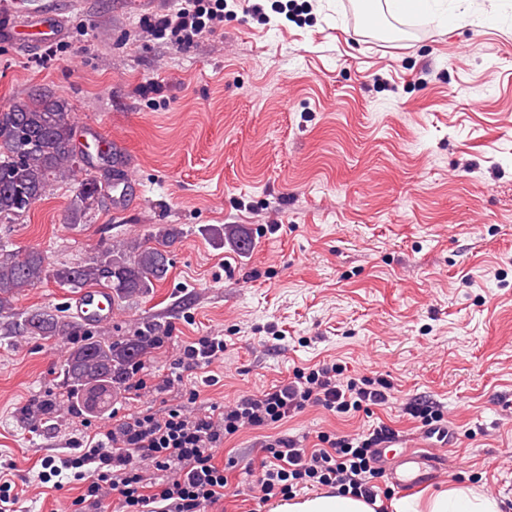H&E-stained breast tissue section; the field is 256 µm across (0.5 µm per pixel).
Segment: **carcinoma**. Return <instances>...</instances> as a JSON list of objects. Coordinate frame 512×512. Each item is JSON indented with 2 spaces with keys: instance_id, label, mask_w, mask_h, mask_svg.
Returning <instances> with one entry per match:
<instances>
[{
  "instance_id": "cac0c4a2",
  "label": "carcinoma",
  "mask_w": 512,
  "mask_h": 512,
  "mask_svg": "<svg viewBox=\"0 0 512 512\" xmlns=\"http://www.w3.org/2000/svg\"><path fill=\"white\" fill-rule=\"evenodd\" d=\"M71 112L66 101L45 93L0 112V174L4 175L0 179V218L27 212L46 194L50 180L75 176L78 167ZM97 193L96 181L85 178L79 182L77 201L67 210L68 225L82 223L83 204ZM210 231L239 251L246 252L252 246L235 224L214 226ZM179 235L175 225L159 224L147 239H122L73 266H52L42 250H9L0 243V314L12 315L9 334L61 338L74 334L71 322L62 316L43 310L15 312L19 295L46 280L70 288L104 281L112 289L113 299L119 301L149 293L156 283L166 279L168 248ZM162 333L156 326L120 344L85 337L62 364L70 397L85 408L88 393L94 391L95 407H104L121 390L131 367L150 353Z\"/></svg>"
}]
</instances>
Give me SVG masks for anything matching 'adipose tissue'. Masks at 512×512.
Masks as SVG:
<instances>
[{"instance_id":"1","label":"adipose tissue","mask_w":512,"mask_h":512,"mask_svg":"<svg viewBox=\"0 0 512 512\" xmlns=\"http://www.w3.org/2000/svg\"><path fill=\"white\" fill-rule=\"evenodd\" d=\"M393 512H512L505 500L460 485L439 487L427 498L403 497L391 502ZM273 512H375L373 504L350 493H321L300 501L283 502Z\"/></svg>"}]
</instances>
